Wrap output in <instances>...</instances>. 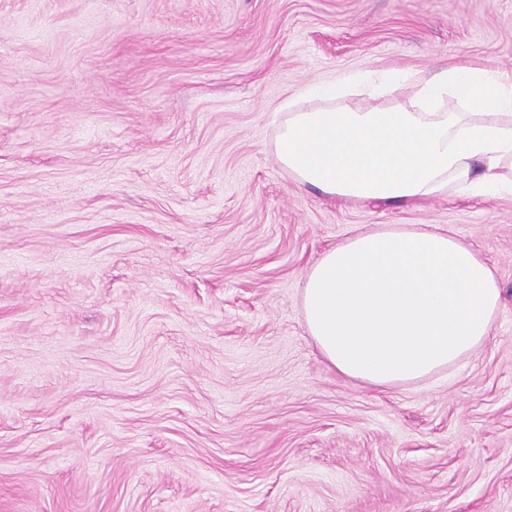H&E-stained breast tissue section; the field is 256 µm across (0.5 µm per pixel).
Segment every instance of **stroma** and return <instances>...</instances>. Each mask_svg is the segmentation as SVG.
I'll return each instance as SVG.
<instances>
[{"label":"stroma","instance_id":"obj_1","mask_svg":"<svg viewBox=\"0 0 512 512\" xmlns=\"http://www.w3.org/2000/svg\"><path fill=\"white\" fill-rule=\"evenodd\" d=\"M460 59L512 73V0H0V512H512V195L336 201L276 155L285 102ZM376 224L502 288L385 393L300 306Z\"/></svg>","mask_w":512,"mask_h":512}]
</instances>
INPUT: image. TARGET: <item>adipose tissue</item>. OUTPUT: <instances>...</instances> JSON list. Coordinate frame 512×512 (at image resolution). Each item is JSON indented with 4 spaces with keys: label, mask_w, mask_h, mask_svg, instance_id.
Listing matches in <instances>:
<instances>
[{
    "label": "adipose tissue",
    "mask_w": 512,
    "mask_h": 512,
    "mask_svg": "<svg viewBox=\"0 0 512 512\" xmlns=\"http://www.w3.org/2000/svg\"><path fill=\"white\" fill-rule=\"evenodd\" d=\"M407 103L289 109L277 159L300 185L346 201H409L447 189L512 194V74L470 64L390 76L370 95ZM496 271L434 225L379 224L326 250L301 292L307 333L342 377L385 392L467 358L501 309Z\"/></svg>",
    "instance_id": "adipose-tissue-1"
}]
</instances>
